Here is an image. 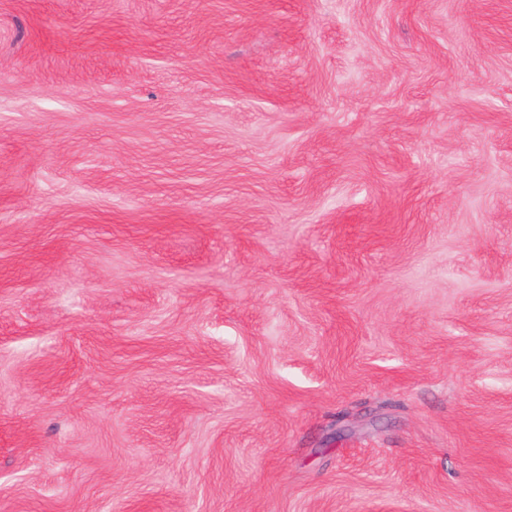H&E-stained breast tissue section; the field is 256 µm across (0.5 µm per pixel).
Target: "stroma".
Segmentation results:
<instances>
[{"label":"stroma","mask_w":512,"mask_h":512,"mask_svg":"<svg viewBox=\"0 0 512 512\" xmlns=\"http://www.w3.org/2000/svg\"><path fill=\"white\" fill-rule=\"evenodd\" d=\"M0 512H512V0H0Z\"/></svg>","instance_id":"stroma-1"}]
</instances>
